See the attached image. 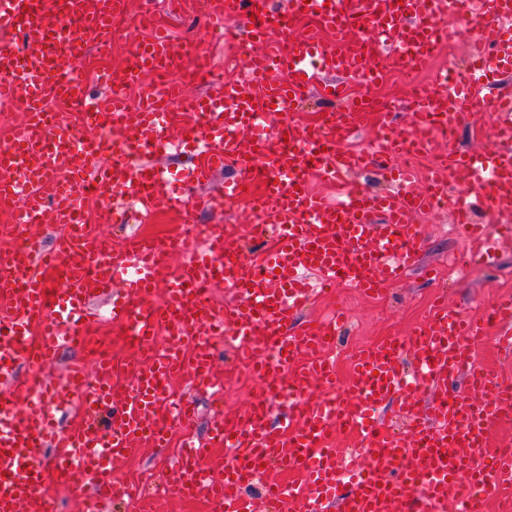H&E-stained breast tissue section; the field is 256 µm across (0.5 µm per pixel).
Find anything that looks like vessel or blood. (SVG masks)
Returning a JSON list of instances; mask_svg holds the SVG:
<instances>
[{"label": "vessel or blood", "instance_id": "1", "mask_svg": "<svg viewBox=\"0 0 512 512\" xmlns=\"http://www.w3.org/2000/svg\"><path fill=\"white\" fill-rule=\"evenodd\" d=\"M223 4L216 22L239 20L243 40L262 47L235 79L209 85L203 96H184L161 79L177 51L166 34L156 33L138 44L136 66L113 83L111 96L81 99L87 130L79 133L64 117H45L47 94L77 92L70 80L75 52L53 41L52 31L67 17L85 42L103 48L124 0H0V30L12 35L0 44V107L23 113L9 144L0 147V203L16 214L9 235L27 242L0 251V512H53L43 493L48 483L109 491L148 512L149 503L119 482L114 466L125 452L163 441L155 428L161 416L190 432L194 408L166 398L174 377L187 375L192 387L223 394L214 370L222 341L263 388L233 419L219 420L210 441H186L174 463L182 475L177 493L205 497L213 512H488L492 503L512 512V454L479 452L492 424L512 417V379L473 365L469 347L492 318L505 327L497 344L512 351L511 297L484 316L438 302L414 335L357 349L354 381L330 398H311L308 390L315 383L336 386L334 365L320 355L335 326L292 325L317 286L343 280L376 294L404 279L423 247L412 217L430 208L431 188L453 174L472 186L453 199L454 221L485 239L484 257L495 259L497 238L470 216L478 207L512 209V96L497 92L512 73V32L504 28L512 0H402L398 6L393 0H288L282 12L267 0ZM468 11L485 50L456 81L438 70L435 91L415 93L416 131L376 134L360 154L333 150L352 135L348 112L314 128L289 121L285 147L268 132L271 115L296 111L309 92L344 99L346 74L377 79L364 66L358 33L376 34L391 63L413 68L427 64L445 39L442 22ZM305 14L335 31V43L294 42L296 19ZM138 84L142 101L128 108L125 89ZM491 99L501 139L496 150L448 149L424 190L412 172L394 169L397 156L431 149L424 128L447 130ZM174 150L195 152L199 160L172 174L163 159ZM368 165L391 174L389 192L348 189L330 201L309 189L312 177L342 183ZM227 166L234 177L220 195L211 194L215 173ZM113 188L122 191L110 211L116 224L126 223L131 205L146 220L178 199L187 222L196 211L213 209L216 197L249 198L252 212L273 225L276 243L247 262L232 232L202 230L174 244L143 236L119 248L94 237L77 247L61 238L51 251L31 243L33 225L82 222L87 191ZM175 253L183 264L164 275ZM55 274L66 282L63 292L49 287ZM217 283L232 296L221 308L207 295ZM157 292L163 302L151 303ZM107 294L113 324L132 339L163 333L177 337L179 348L143 349L121 367L100 356L91 377L80 362L67 366L63 381L46 375L59 348L87 333L93 300ZM285 370L291 397L274 426L275 384ZM462 376L463 395L453 388ZM394 399L401 404L398 426L377 414ZM72 402L85 422L52 432L59 404ZM342 429L361 438L368 469H356L331 448L332 435ZM215 448L226 449L227 459H212ZM48 451L61 463L52 472L43 466ZM283 470L288 478H280ZM258 483L263 492L256 495L251 488Z\"/></svg>", "mask_w": 512, "mask_h": 512}]
</instances>
